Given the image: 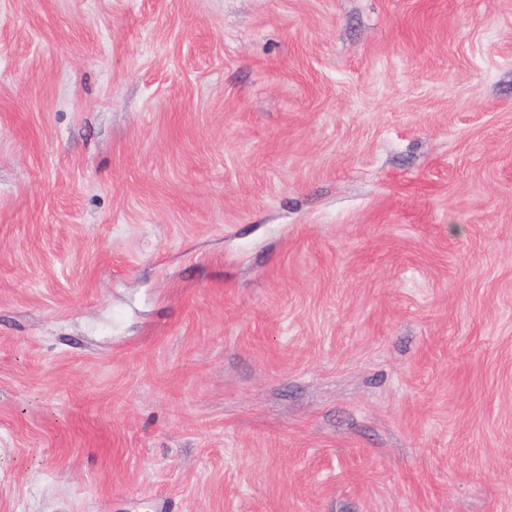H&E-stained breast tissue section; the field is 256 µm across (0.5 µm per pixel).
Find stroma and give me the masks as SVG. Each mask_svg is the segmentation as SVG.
<instances>
[{"label":"stroma","instance_id":"obj_1","mask_svg":"<svg viewBox=\"0 0 512 512\" xmlns=\"http://www.w3.org/2000/svg\"><path fill=\"white\" fill-rule=\"evenodd\" d=\"M0 512H512V0H0Z\"/></svg>","mask_w":512,"mask_h":512}]
</instances>
